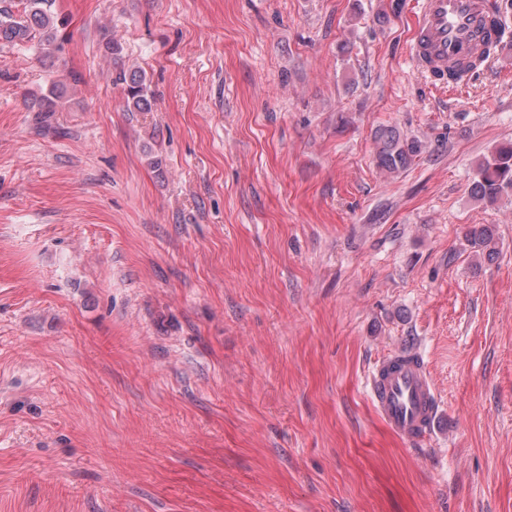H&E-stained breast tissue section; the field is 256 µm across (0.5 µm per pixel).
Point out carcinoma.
<instances>
[{"label":"carcinoma","mask_w":512,"mask_h":512,"mask_svg":"<svg viewBox=\"0 0 512 512\" xmlns=\"http://www.w3.org/2000/svg\"><path fill=\"white\" fill-rule=\"evenodd\" d=\"M27 5L19 13L9 7L0 6V46H15L37 42L44 58L58 59L62 51V39L59 37L61 21L51 12L52 0H26ZM123 85L124 107L128 112H149L152 110L153 94L149 80L140 69H129L119 74ZM67 85L64 82H51L49 94L37 99L35 106L39 112L56 111L57 101L64 97ZM421 153V144L409 140L393 127L382 126L375 133V166L388 174L406 170ZM473 196L486 203L494 204L503 195L512 192V144L498 146L491 156L485 159L476 171L471 185ZM471 247L482 251L487 259L496 256L491 247L493 230L488 226L468 231Z\"/></svg>","instance_id":"cac0c4a2"}]
</instances>
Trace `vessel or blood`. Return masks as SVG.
<instances>
[{"mask_svg":"<svg viewBox=\"0 0 512 512\" xmlns=\"http://www.w3.org/2000/svg\"><path fill=\"white\" fill-rule=\"evenodd\" d=\"M493 0H416L407 61L434 87L447 86L448 68L476 60L486 47L508 40ZM366 392L377 414L397 437L418 443L434 426L437 397L424 364L398 352L377 359L366 374Z\"/></svg>","mask_w":512,"mask_h":512,"instance_id":"1","label":"vessel or blood"}]
</instances>
